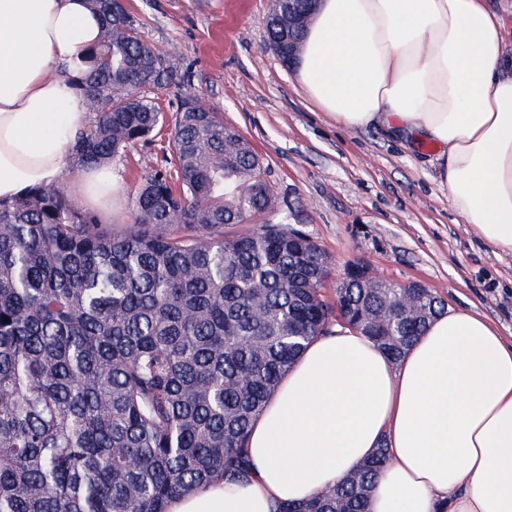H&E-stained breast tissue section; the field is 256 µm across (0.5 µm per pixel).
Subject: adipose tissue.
Listing matches in <instances>:
<instances>
[{
	"label": "adipose tissue",
	"mask_w": 512,
	"mask_h": 512,
	"mask_svg": "<svg viewBox=\"0 0 512 512\" xmlns=\"http://www.w3.org/2000/svg\"><path fill=\"white\" fill-rule=\"evenodd\" d=\"M103 20L87 0H0V198L70 179L108 208L110 168L67 171L87 123L73 84ZM337 124L435 145L466 224L512 253V50L486 0H320L295 70ZM386 448L369 512H512V343L464 308L400 361L340 329L283 376L248 442V482L218 480L168 512H273Z\"/></svg>",
	"instance_id": "ef3b65f1"
}]
</instances>
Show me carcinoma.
I'll list each match as a JSON object with an SVG mask.
<instances>
[{
	"label": "carcinoma",
	"mask_w": 512,
	"mask_h": 512,
	"mask_svg": "<svg viewBox=\"0 0 512 512\" xmlns=\"http://www.w3.org/2000/svg\"><path fill=\"white\" fill-rule=\"evenodd\" d=\"M75 79L89 120L76 165L109 164L166 124L149 84L175 73L117 0ZM288 41V10L266 22ZM188 96L172 117L169 168L146 175L125 224H106L61 186L0 200V512H167L216 480L244 483L247 439L280 379L332 326L399 360L444 310L429 288L331 272L294 224H247L273 208L247 139ZM412 292L415 311L381 323ZM378 449L344 480L275 512H369Z\"/></svg>",
	"instance_id": "1"
}]
</instances>
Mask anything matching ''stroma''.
<instances>
[{
  "label": "stroma",
  "instance_id": "obj_1",
  "mask_svg": "<svg viewBox=\"0 0 512 512\" xmlns=\"http://www.w3.org/2000/svg\"><path fill=\"white\" fill-rule=\"evenodd\" d=\"M142 35L188 84L146 89L173 115L196 95L236 127L261 156L273 190V220L302 227L335 266L324 285L366 262L383 281L420 283L447 306L486 317L512 342V254L464 224L442 185L431 144H401L387 129L347 130L303 97L268 45L270 0H126ZM170 127L112 163L117 191L110 221L126 223L141 176L171 151Z\"/></svg>",
  "mask_w": 512,
  "mask_h": 512
}]
</instances>
